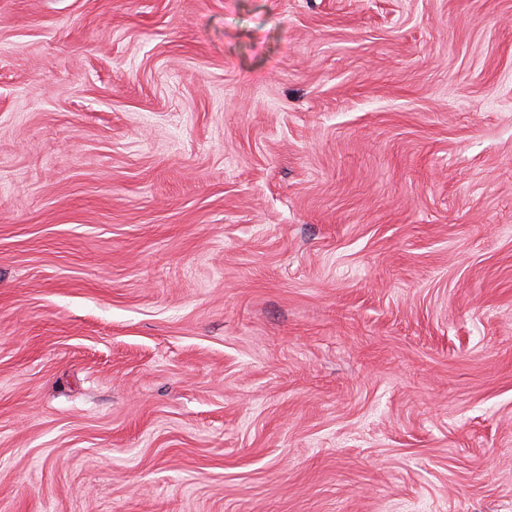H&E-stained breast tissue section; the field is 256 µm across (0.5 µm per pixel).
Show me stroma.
Instances as JSON below:
<instances>
[{
    "instance_id": "obj_1",
    "label": "stroma",
    "mask_w": 512,
    "mask_h": 512,
    "mask_svg": "<svg viewBox=\"0 0 512 512\" xmlns=\"http://www.w3.org/2000/svg\"><path fill=\"white\" fill-rule=\"evenodd\" d=\"M0 512H512V0H0Z\"/></svg>"
}]
</instances>
